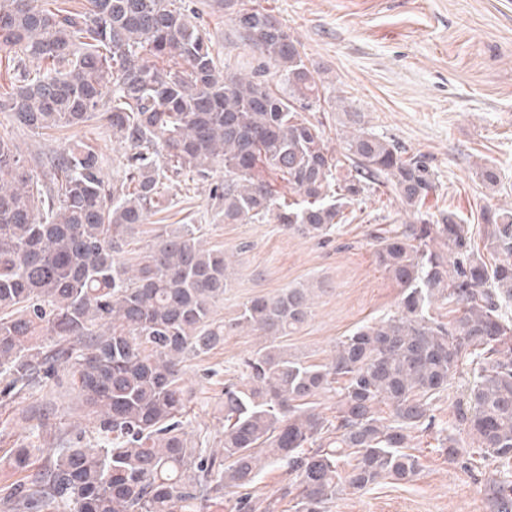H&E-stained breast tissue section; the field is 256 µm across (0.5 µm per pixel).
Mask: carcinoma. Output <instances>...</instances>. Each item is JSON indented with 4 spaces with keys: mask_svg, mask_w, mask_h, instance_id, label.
<instances>
[{
    "mask_svg": "<svg viewBox=\"0 0 512 512\" xmlns=\"http://www.w3.org/2000/svg\"><path fill=\"white\" fill-rule=\"evenodd\" d=\"M257 54L251 74L221 64L210 32L185 0H0V50L10 87L0 112L34 131L94 119L126 145L125 175L110 186L97 150L71 143L27 165L0 136V408L30 396L61 367L93 431L68 429L55 404L35 400L25 460L46 463L6 485L9 512H329L340 494L421 471L415 441L483 481L489 512H512V207L480 209L487 263L471 225L426 205L436 190L426 158L364 128L338 149L323 123L302 114L319 87L273 10L254 0L231 12ZM41 66L30 70L27 60ZM224 169L212 196L225 224L273 216L328 239L346 210L390 188L414 217L369 233L379 268L399 289L396 310L336 341L310 364L281 339L311 318L312 289L284 288L244 304L238 330L266 337L224 384L222 448L185 431L198 392L183 363L224 345L213 317L231 285V261L194 227L162 228L135 273L128 238L161 211L166 184ZM448 300L452 319L434 313ZM477 381L436 416L451 379ZM336 394L328 416L313 397ZM288 483L264 496V471Z\"/></svg>",
    "mask_w": 512,
    "mask_h": 512,
    "instance_id": "carcinoma-1",
    "label": "carcinoma"
}]
</instances>
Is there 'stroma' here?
<instances>
[{
  "label": "stroma",
  "mask_w": 512,
  "mask_h": 512,
  "mask_svg": "<svg viewBox=\"0 0 512 512\" xmlns=\"http://www.w3.org/2000/svg\"><path fill=\"white\" fill-rule=\"evenodd\" d=\"M209 30L223 58L247 63L252 56L215 0H186ZM314 69L321 100L309 112L322 121L330 147L344 128L340 106L362 113L364 126L424 154L434 173L430 205L456 211L478 225L486 205L512 206V0H267ZM0 135L12 138L31 158L60 151L70 142L93 144L103 157L105 182L123 175L125 148L103 121L47 134L35 133L0 112ZM497 166L501 182L485 187L477 165ZM223 170L172 188L164 210L133 236L135 247L149 244L157 225L190 224L209 247L234 252L232 285L215 308L216 320L231 324L251 298L280 289L316 284L313 314L285 342L292 354L328 362L336 341L364 322L393 312L398 290L377 268L370 225L408 221L400 202L381 207L366 194L356 219L331 240L317 241L289 232L274 218L254 224L215 221L212 188ZM262 344L255 333L226 336L209 354L190 359L186 384L202 401L186 428L188 435L217 433L224 382L237 377L242 359ZM19 399L0 413V484L21 476L13 450L26 442L28 425ZM422 471L411 482L382 481L366 491L344 494L330 512H488L480 483L448 463L425 437Z\"/></svg>",
  "instance_id": "1"
}]
</instances>
